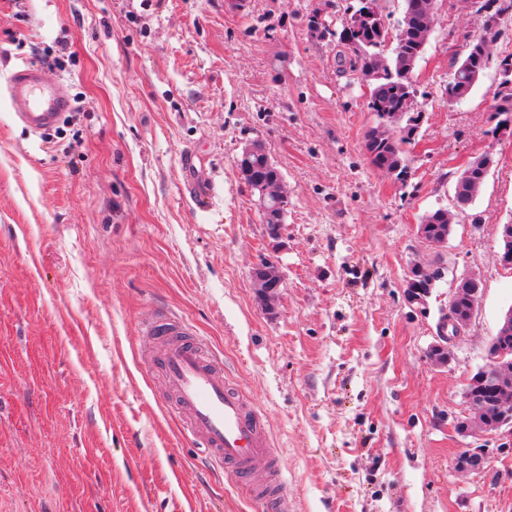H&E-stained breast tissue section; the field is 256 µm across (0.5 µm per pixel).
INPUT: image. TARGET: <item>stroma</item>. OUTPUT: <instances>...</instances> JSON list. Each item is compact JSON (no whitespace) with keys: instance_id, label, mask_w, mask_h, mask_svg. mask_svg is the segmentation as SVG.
Here are the masks:
<instances>
[{"instance_id":"35a3bbf8","label":"stroma","mask_w":512,"mask_h":512,"mask_svg":"<svg viewBox=\"0 0 512 512\" xmlns=\"http://www.w3.org/2000/svg\"><path fill=\"white\" fill-rule=\"evenodd\" d=\"M320 0H0V512H257L200 463L159 399L138 324L186 319L265 418L291 512H512V428L464 436V392L512 306L497 227L512 222V133L498 129L512 14L492 65L450 102L451 63L482 32L438 0L415 69L423 116L395 181L364 149L369 90L341 46L310 38ZM24 62L66 78L72 108L29 133L4 84ZM260 141L288 214L271 239L237 167ZM199 150L214 191L184 189ZM494 164L475 201L458 174ZM454 211L447 244L422 215ZM283 282L264 308L252 272ZM440 268L410 301L415 265ZM477 313L447 363L430 354L459 278ZM484 449L482 469H460ZM425 220L427 223L422 224ZM452 220L453 215L447 208L439 207L430 210L423 215L421 224H418V234L431 247H443L448 241V232L451 224H453ZM432 224H448V226L439 235H436L433 232Z\"/></svg>"}]
</instances>
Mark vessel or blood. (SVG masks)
Wrapping results in <instances>:
<instances>
[{
	"instance_id": "b4317fda",
	"label": "vessel or blood",
	"mask_w": 512,
	"mask_h": 512,
	"mask_svg": "<svg viewBox=\"0 0 512 512\" xmlns=\"http://www.w3.org/2000/svg\"><path fill=\"white\" fill-rule=\"evenodd\" d=\"M13 113L27 130L55 127L72 101L64 82L49 80L44 68L26 62L12 71L6 86ZM197 153L185 155L190 195L208 192L199 179ZM139 335L150 348L148 364L162 377L164 401L183 416L184 438L201 448L210 466L223 469L262 512H289L279 457L268 427L250 400L224 375V363L185 319L156 312Z\"/></svg>"
}]
</instances>
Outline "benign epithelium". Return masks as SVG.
Masks as SVG:
<instances>
[{"label": "benign epithelium", "instance_id": "benign-epithelium-1", "mask_svg": "<svg viewBox=\"0 0 512 512\" xmlns=\"http://www.w3.org/2000/svg\"><path fill=\"white\" fill-rule=\"evenodd\" d=\"M502 241L499 258L503 265L512 266V224L497 225ZM419 236L430 246L440 248L448 241V231L444 230L436 235L433 226L429 224L418 225ZM273 262L266 261L253 271L254 287L263 297L274 303L278 285L272 281L273 275L268 267ZM480 301V284L473 276L463 277L459 280L448 304V327L450 334L446 336L448 343L452 344L461 338L469 327ZM465 401L473 411L476 426L484 431H495L502 426L512 427V355L500 350L490 351V363L479 369L469 379L465 389ZM477 396L493 397L501 404L500 414L494 421L487 420L474 405Z\"/></svg>", "mask_w": 512, "mask_h": 512}]
</instances>
